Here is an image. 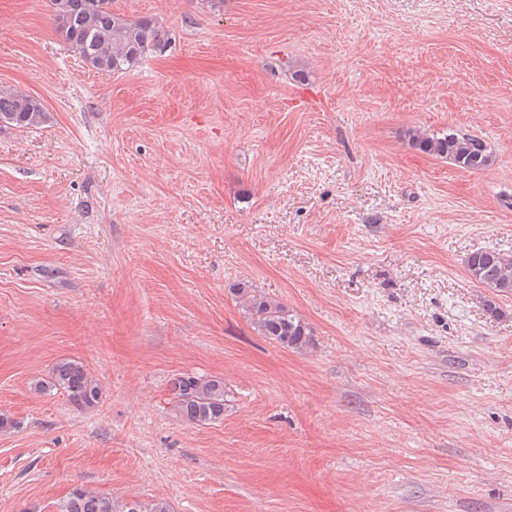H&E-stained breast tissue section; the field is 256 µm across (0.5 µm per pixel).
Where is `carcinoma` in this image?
<instances>
[{
    "instance_id": "carcinoma-1",
    "label": "carcinoma",
    "mask_w": 512,
    "mask_h": 512,
    "mask_svg": "<svg viewBox=\"0 0 512 512\" xmlns=\"http://www.w3.org/2000/svg\"><path fill=\"white\" fill-rule=\"evenodd\" d=\"M117 0H51L55 31L89 68L101 72L132 70L146 56L161 53L171 42L170 30L149 19H128L116 9ZM45 118L35 98L10 89H0V124L27 128ZM419 151L446 159L455 167L475 172L494 162L483 139L462 131L409 134ZM471 281L489 288L497 296L512 295V254L496 249L472 253L465 262ZM233 293L253 329L266 340L294 352L315 347L312 332L303 319L282 302L238 283ZM40 395L64 396L79 411L97 407L102 389L87 366L74 358H61L48 373L31 382ZM169 401L176 415L194 426H210L224 420L228 391L217 376L181 373L169 384ZM57 512H170L164 499H133L118 507L111 497L83 486H75L58 502Z\"/></svg>"
}]
</instances>
